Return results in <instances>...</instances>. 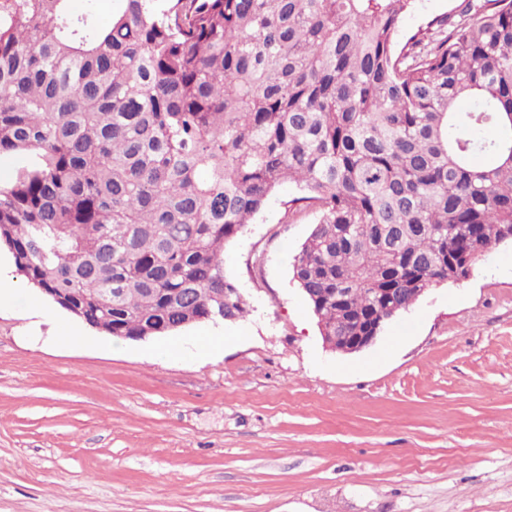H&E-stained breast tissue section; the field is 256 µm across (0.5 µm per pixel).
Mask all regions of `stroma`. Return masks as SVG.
<instances>
[{"label":"stroma","instance_id":"stroma-1","mask_svg":"<svg viewBox=\"0 0 512 512\" xmlns=\"http://www.w3.org/2000/svg\"><path fill=\"white\" fill-rule=\"evenodd\" d=\"M460 0H418L397 44ZM295 184L224 249L243 318L209 355L102 335L0 247V512H512V244L358 353L330 351L292 261Z\"/></svg>","mask_w":512,"mask_h":512}]
</instances>
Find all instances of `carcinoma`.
<instances>
[{"label":"carcinoma","instance_id":"1","mask_svg":"<svg viewBox=\"0 0 512 512\" xmlns=\"http://www.w3.org/2000/svg\"><path fill=\"white\" fill-rule=\"evenodd\" d=\"M69 2L0 0V156L29 158L0 243L104 335L219 321L224 247L284 181L319 214L292 272L322 336L512 236V0L400 49L417 0H120L104 27Z\"/></svg>","mask_w":512,"mask_h":512}]
</instances>
